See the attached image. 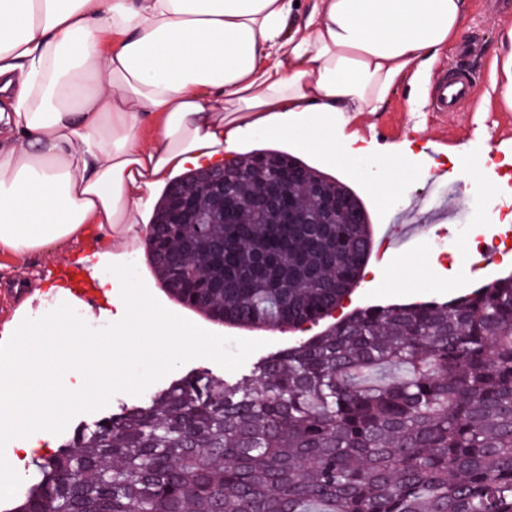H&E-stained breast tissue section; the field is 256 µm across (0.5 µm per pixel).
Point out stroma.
I'll return each instance as SVG.
<instances>
[{"label":"stroma","instance_id":"stroma-1","mask_svg":"<svg viewBox=\"0 0 512 512\" xmlns=\"http://www.w3.org/2000/svg\"><path fill=\"white\" fill-rule=\"evenodd\" d=\"M512 25V0H470L469 13L457 44L441 53L422 83L404 81L388 104L377 114L359 115L357 130L366 134L365 148L349 159L329 166L316 156L300 152L291 143L277 142L278 150L300 157L304 163L346 184L364 203L371 222L374 242H381L401 216L418 208L425 183L432 172L446 170L449 179L463 184L472 194V209L478 221L496 218L491 208L492 192L476 181L473 168L447 167L446 160L455 148H466L469 157L512 148V112L499 108L488 92L490 71L503 27ZM470 72L477 85L471 100L452 115L432 112L430 105H419L442 69ZM484 113L495 126L491 142L474 136L477 113ZM404 146L396 176L400 191L388 200L379 199L374 191L377 182L386 180L387 169L380 164L396 146ZM94 246L86 241L34 257L44 275L58 279L61 270L79 264L84 273H91L96 264ZM124 273L139 281L143 294L165 315L175 318L188 331L205 337L202 345H189L175 352L157 351L149 356L124 357L120 372L113 378L107 394L99 399L80 402L69 407L64 419L53 428L55 443H63L82 425H90L115 412L121 405L134 404L169 384L181 375L208 371L228 382L248 379L254 365L269 354L286 346L289 334L251 331L216 324L200 313L174 301L161 288L147 261L143 246L130 249L122 260ZM371 270H383L375 284L360 281L355 291L342 303L343 312L365 304H407L432 298L448 299L457 290L442 283L426 250L403 249L391 268L381 269L377 256H370ZM28 266L5 258L0 260V336L11 335L16 318L28 324L42 320L47 307L54 306L77 321L83 332L108 336L115 331L113 309L105 300L88 302L78 295L48 294L30 300L24 315H16L9 287L23 279ZM0 446L11 452L10 484L0 492V512H7L17 493L35 479L31 459L16 454L14 441L2 440Z\"/></svg>","mask_w":512,"mask_h":512}]
</instances>
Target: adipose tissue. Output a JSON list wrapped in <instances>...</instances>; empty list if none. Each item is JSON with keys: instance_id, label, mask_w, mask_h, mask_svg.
I'll list each match as a JSON object with an SVG mask.
<instances>
[{"instance_id": "obj_1", "label": "adipose tissue", "mask_w": 512, "mask_h": 512, "mask_svg": "<svg viewBox=\"0 0 512 512\" xmlns=\"http://www.w3.org/2000/svg\"><path fill=\"white\" fill-rule=\"evenodd\" d=\"M467 0H0V255L98 242L112 336L57 308L0 338V426L18 450L74 403L104 396L121 353L193 343L120 260L154 193L219 166L248 134L346 160L344 129L451 45ZM491 89L512 110V29ZM69 372L67 386L53 378Z\"/></svg>"}]
</instances>
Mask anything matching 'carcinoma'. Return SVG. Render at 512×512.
<instances>
[{
  "label": "carcinoma",
  "mask_w": 512,
  "mask_h": 512,
  "mask_svg": "<svg viewBox=\"0 0 512 512\" xmlns=\"http://www.w3.org/2000/svg\"><path fill=\"white\" fill-rule=\"evenodd\" d=\"M241 200L289 177L291 208L157 205L148 259L217 322L292 329L328 316L372 250L358 198L267 150L236 161ZM10 512H512V273L447 301L371 305L267 357L255 385L183 376L76 432L35 464Z\"/></svg>",
  "instance_id": "obj_1"
}]
</instances>
